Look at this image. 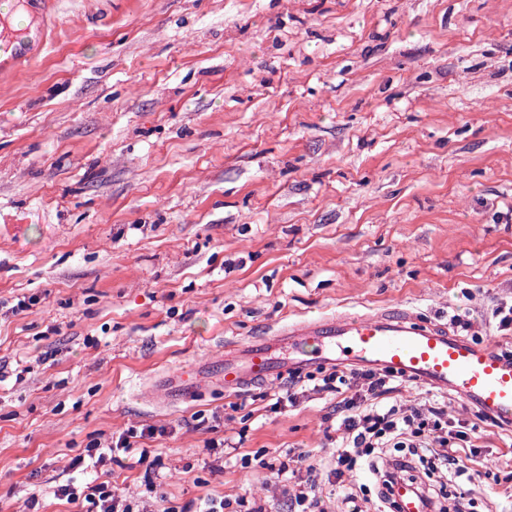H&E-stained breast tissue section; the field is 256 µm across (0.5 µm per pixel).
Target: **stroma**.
Returning <instances> with one entry per match:
<instances>
[{"label": "stroma", "mask_w": 512, "mask_h": 512, "mask_svg": "<svg viewBox=\"0 0 512 512\" xmlns=\"http://www.w3.org/2000/svg\"><path fill=\"white\" fill-rule=\"evenodd\" d=\"M510 208L512 0H53L41 54L0 77V512H75L55 490L91 480L148 512H280L310 477L326 512L356 482L383 495L329 484L321 378L229 395L208 368L386 307L512 351ZM395 398L471 424L464 512H512V433L427 387ZM128 430L160 466L94 467ZM235 507L233 506V502L229 499H220L217 498H207L203 500L202 507H200L199 512H268L267 504L262 502L261 500H253L250 504L247 499H236L234 501ZM248 504V508L245 510H238V508L245 507Z\"/></svg>", "instance_id": "obj_1"}]
</instances>
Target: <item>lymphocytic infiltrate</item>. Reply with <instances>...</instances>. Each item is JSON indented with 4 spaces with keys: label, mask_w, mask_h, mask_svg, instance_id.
Wrapping results in <instances>:
<instances>
[{
    "label": "lymphocytic infiltrate",
    "mask_w": 512,
    "mask_h": 512,
    "mask_svg": "<svg viewBox=\"0 0 512 512\" xmlns=\"http://www.w3.org/2000/svg\"><path fill=\"white\" fill-rule=\"evenodd\" d=\"M323 383L325 389L340 396L336 414L346 436L331 471L336 482H343L356 468H375L390 448H406L414 455L426 452L435 468L452 469L456 484L471 481V474L460 465L456 454L457 445L468 442L469 434L462 422L449 420L444 407L386 402V395L394 391V379L383 372L349 374L336 369L324 375ZM58 494L75 504L78 512H134L131 502L102 483L81 488L68 484Z\"/></svg>",
    "instance_id": "1"
}]
</instances>
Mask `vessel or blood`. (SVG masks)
Segmentation results:
<instances>
[{
	"instance_id": "vessel-or-blood-1",
	"label": "vessel or blood",
	"mask_w": 512,
	"mask_h": 512,
	"mask_svg": "<svg viewBox=\"0 0 512 512\" xmlns=\"http://www.w3.org/2000/svg\"><path fill=\"white\" fill-rule=\"evenodd\" d=\"M24 29L0 22V75L34 59L47 40L50 0H18ZM383 370L462 401L484 420L512 432V356L459 335L448 325L394 307L360 316H321L286 324L263 340L224 352L222 382L228 394L315 367ZM399 512H427L415 485L397 483Z\"/></svg>"
}]
</instances>
